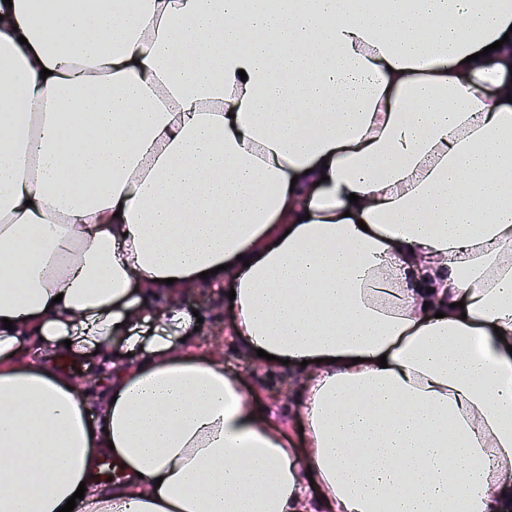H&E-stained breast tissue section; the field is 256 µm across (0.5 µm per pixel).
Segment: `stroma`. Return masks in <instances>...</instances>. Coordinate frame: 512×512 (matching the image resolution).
Instances as JSON below:
<instances>
[{
    "mask_svg": "<svg viewBox=\"0 0 512 512\" xmlns=\"http://www.w3.org/2000/svg\"><path fill=\"white\" fill-rule=\"evenodd\" d=\"M179 300L183 309L196 310L201 317L198 331L185 341V348L220 358L225 369L243 380L251 398L288 432L293 448L304 450L299 396L305 368L264 360L240 346L230 334L235 311L223 289L201 287L193 294L181 293Z\"/></svg>",
    "mask_w": 512,
    "mask_h": 512,
    "instance_id": "obj_1",
    "label": "stroma"
}]
</instances>
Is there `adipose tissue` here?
Segmentation results:
<instances>
[{"label": "adipose tissue", "mask_w": 512, "mask_h": 512, "mask_svg": "<svg viewBox=\"0 0 512 512\" xmlns=\"http://www.w3.org/2000/svg\"><path fill=\"white\" fill-rule=\"evenodd\" d=\"M43 4L0 2V512H512V0ZM203 281L305 364L304 454L178 346ZM118 341L89 418L57 359Z\"/></svg>", "instance_id": "1"}]
</instances>
